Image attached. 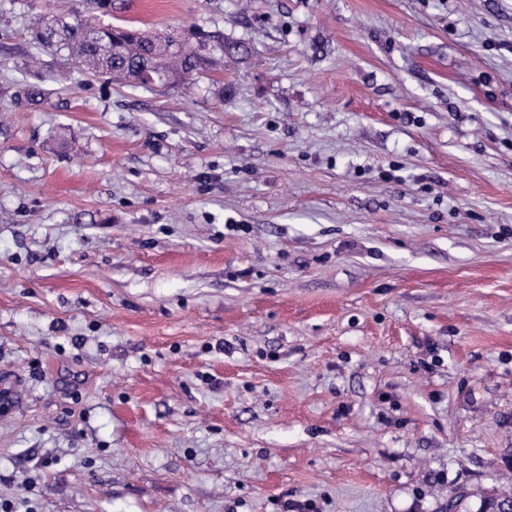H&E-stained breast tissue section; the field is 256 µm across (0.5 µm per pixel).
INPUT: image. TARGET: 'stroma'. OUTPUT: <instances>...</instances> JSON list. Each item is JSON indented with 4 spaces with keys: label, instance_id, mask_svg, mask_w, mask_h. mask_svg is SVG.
<instances>
[{
    "label": "stroma",
    "instance_id": "stroma-1",
    "mask_svg": "<svg viewBox=\"0 0 512 512\" xmlns=\"http://www.w3.org/2000/svg\"><path fill=\"white\" fill-rule=\"evenodd\" d=\"M111 3L0 0V508L512 488V0ZM39 16L251 53L123 86Z\"/></svg>",
    "mask_w": 512,
    "mask_h": 512
}]
</instances>
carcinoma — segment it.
<instances>
[{"instance_id":"carcinoma-1","label":"carcinoma","mask_w":512,"mask_h":512,"mask_svg":"<svg viewBox=\"0 0 512 512\" xmlns=\"http://www.w3.org/2000/svg\"><path fill=\"white\" fill-rule=\"evenodd\" d=\"M35 39L57 52L64 51L80 72L104 73L113 80L144 87H187L193 76L208 71L216 58L205 54L203 41L190 40L172 30L150 35L135 27L104 26L94 18L73 23L58 20L34 31ZM220 56L236 61L249 53L243 41L224 40ZM512 494L491 489L483 496L478 512H506Z\"/></svg>"}]
</instances>
